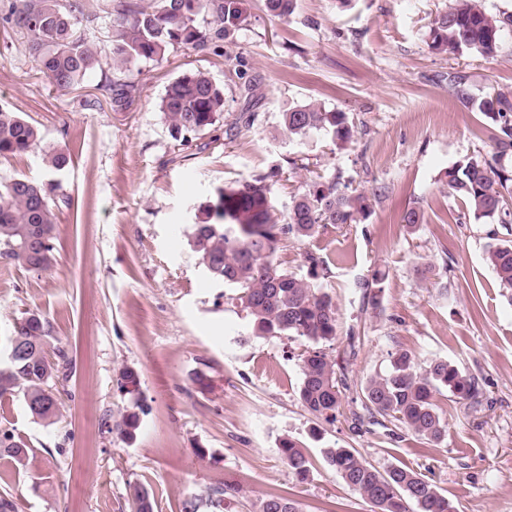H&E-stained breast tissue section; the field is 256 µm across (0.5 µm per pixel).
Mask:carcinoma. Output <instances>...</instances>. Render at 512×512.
<instances>
[{
  "label": "carcinoma",
  "instance_id": "carcinoma-1",
  "mask_svg": "<svg viewBox=\"0 0 512 512\" xmlns=\"http://www.w3.org/2000/svg\"><path fill=\"white\" fill-rule=\"evenodd\" d=\"M264 5L270 16L286 18L294 12L296 0H264ZM84 7L83 0H19L9 17L11 27L27 34L29 52L40 72L60 88L80 85L106 64L77 27V15L84 14ZM245 22V0H154L149 10L130 0L120 4L112 17L109 61L116 68L132 60L158 61L182 46L216 52ZM507 29H512V14H490L482 0H450L448 9L431 22L429 47L439 53L467 51L488 57L501 48ZM448 86L462 105L490 119L494 130L491 159L477 155L448 168L449 193L461 198L475 219L496 216L511 224L512 168L506 159L512 157V97L498 92L475 100L462 71L448 72ZM97 90L121 106L131 100L134 86L106 78ZM159 112L174 135L203 133L224 117V89L201 71L179 76L166 86ZM280 127L288 137L299 139L326 132L338 147L352 137L345 113L328 112L315 102L288 107L280 115ZM41 140L36 125L0 107V157L31 152ZM42 162L61 171L69 156L51 148L43 151ZM277 176L273 172L246 181L237 190L218 191L206 218L191 225L189 242L210 277L235 289L233 300L246 311L257 334L298 336L309 342L299 354V399L310 413L333 420L347 382L322 348L336 339V302L317 285L328 269L321 257L309 253L307 276H299L281 267L275 252L284 238H309L324 224L353 223L365 209L364 196L349 192L338 175L325 179L318 174L312 189L295 195L288 210L279 212L272 201ZM55 208L42 185L26 178L0 183V256L31 270L51 268ZM486 261L500 288L512 295V240L489 247ZM383 280L378 273L364 285L365 299L374 307L381 304ZM50 335L45 318L36 314L21 318L9 338L8 365L0 369V399L18 392L32 416L49 421L59 415L56 381L70 364L64 350L50 348ZM441 387L461 399L478 394L475 379L448 362L435 360L419 372L410 355L400 352L392 356L389 372L371 377L361 387L362 401L371 417L397 422L438 444L445 428L433 396ZM139 427V414L125 412L112 431L132 441ZM279 449L296 476L305 479L310 461L304 451L289 438L280 441ZM26 453L24 442L8 432L0 434V454L20 461ZM325 457L375 512H456L446 496L409 468L395 466L382 473L353 448H329ZM224 494L217 487L204 501H184L180 512H199L205 506L222 509ZM131 500L133 512H154L147 489L133 487ZM258 512H299V506L287 496L270 494L259 502Z\"/></svg>",
  "mask_w": 512,
  "mask_h": 512
}]
</instances>
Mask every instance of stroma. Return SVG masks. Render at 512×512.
Returning a JSON list of instances; mask_svg holds the SVG:
<instances>
[{"instance_id":"obj_1","label":"stroma","mask_w":512,"mask_h":512,"mask_svg":"<svg viewBox=\"0 0 512 512\" xmlns=\"http://www.w3.org/2000/svg\"><path fill=\"white\" fill-rule=\"evenodd\" d=\"M16 3L0 0V105L70 163L54 172L40 151L0 157V182L52 185L58 205L52 268L0 258V364L14 323L32 313L72 360L56 422L32 417L22 395L0 401V433L28 448L19 462L0 457V493L18 512H129L136 485L155 512H179L218 486L234 489L231 512H254L272 493L301 512H372L328 466V448L357 449L382 472L415 470L458 512H512V302L485 260L490 245L512 239V224L469 217L446 178L493 152L490 121L457 101L448 74L465 72L478 100L512 92V31L492 58L439 53L428 26L448 0H297L284 19L247 0L246 22L219 51L180 47L128 63L124 78L138 91L114 107L96 101L99 75L74 90L38 71L26 37L3 21ZM196 71L223 86L224 119L179 141L158 104L172 79ZM251 83L262 93L255 105ZM310 101L347 113L345 148L282 133L280 112ZM274 170L280 210L319 174H339L366 197L356 223L321 226L276 251L288 271L306 274L309 252L329 269L321 285L337 329L328 354L348 384L330 422L298 398L305 340L253 335L234 288L208 277L188 241L217 189ZM411 207L423 220L409 228L401 217ZM378 271L374 308L363 286ZM399 351L416 369L443 359L479 383L473 399L436 395L441 443L374 423L356 400ZM127 367L139 374L133 396L120 388ZM137 398L145 412L129 443L112 424ZM283 438L310 458L306 479L279 454Z\"/></svg>"}]
</instances>
